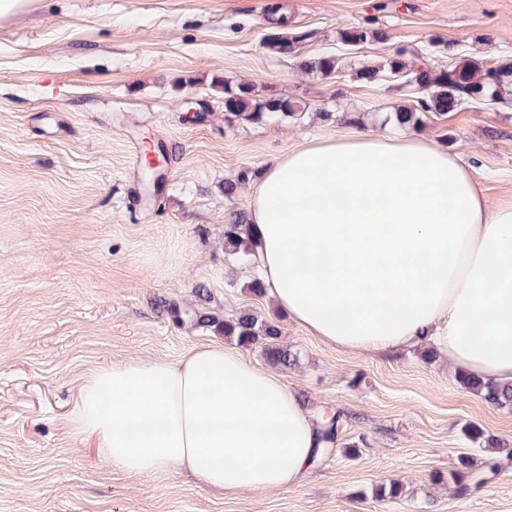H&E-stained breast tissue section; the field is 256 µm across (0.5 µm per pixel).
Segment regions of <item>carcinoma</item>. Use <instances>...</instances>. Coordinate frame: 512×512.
Returning a JSON list of instances; mask_svg holds the SVG:
<instances>
[{
    "instance_id": "carcinoma-1",
    "label": "carcinoma",
    "mask_w": 512,
    "mask_h": 512,
    "mask_svg": "<svg viewBox=\"0 0 512 512\" xmlns=\"http://www.w3.org/2000/svg\"><path fill=\"white\" fill-rule=\"evenodd\" d=\"M277 29L266 36V45L275 53L298 59V67L311 74L329 77L336 73L337 61L333 55L305 58L299 55V48L311 37L308 32H288V20L276 22ZM370 38L383 39L384 33L368 28H348L341 33V40L348 44L365 42ZM406 50L398 49L386 62L378 65H364L356 72V79L366 84L376 83L388 75L400 76L405 83L422 94L415 108H402L395 112L397 124L401 127L415 125L420 113L433 112L444 116L470 102L490 104L506 101L505 92L512 93V61L503 60L495 65L483 67L473 60L463 59L452 65L414 66L406 62ZM224 89V122L231 126L235 122L262 124L271 118L286 121L304 115L307 103L299 98H285L276 94L266 97L255 95L254 85L247 82L222 83ZM256 177V172L245 169L233 178L224 179V197H234L239 189ZM258 239L247 215L232 210L224 216V253L233 258H244L255 252ZM174 314L187 317L197 326L211 327L226 337L248 347L262 344L265 360L283 369L297 362V355L280 343L281 327L269 320L243 312L235 317L219 319L217 316L197 308L181 310L174 308ZM460 385L480 396L487 403L512 409V384L484 383L474 377L459 378ZM338 418L324 421L319 430V441L329 446L335 441Z\"/></svg>"
}]
</instances>
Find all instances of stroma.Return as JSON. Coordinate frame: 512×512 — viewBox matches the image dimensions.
Segmentation results:
<instances>
[{
  "mask_svg": "<svg viewBox=\"0 0 512 512\" xmlns=\"http://www.w3.org/2000/svg\"><path fill=\"white\" fill-rule=\"evenodd\" d=\"M281 16L312 31L302 56L337 58L336 76L269 51ZM367 25L388 41L340 42ZM399 47L438 65L512 60V0H27L0 19V512H512V410L422 350L322 343L249 291V261L224 255V214L247 210L251 192L225 199V179L312 141L379 132L378 115L416 106L400 82L355 79ZM225 80L308 110L225 126ZM421 119L417 134L470 161L490 198L512 195V99ZM173 303L279 318L299 359L284 384L314 417L343 416L302 484L222 496L181 471L137 478L72 434L88 371L222 340ZM471 425L510 449L496 473ZM465 454L478 482L462 492L450 475ZM392 481L399 495L379 497Z\"/></svg>",
  "mask_w": 512,
  "mask_h": 512,
  "instance_id": "obj_1",
  "label": "stroma"
}]
</instances>
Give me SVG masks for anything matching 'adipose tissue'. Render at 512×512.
<instances>
[{
    "label": "adipose tissue",
    "mask_w": 512,
    "mask_h": 512,
    "mask_svg": "<svg viewBox=\"0 0 512 512\" xmlns=\"http://www.w3.org/2000/svg\"><path fill=\"white\" fill-rule=\"evenodd\" d=\"M249 217L268 298L312 336L429 346L512 382V196L491 202L459 154L394 129L304 144L263 170ZM70 427L129 475L180 469L229 495L297 486L321 451L282 379L220 343L91 371Z\"/></svg>",
    "instance_id": "1"
}]
</instances>
